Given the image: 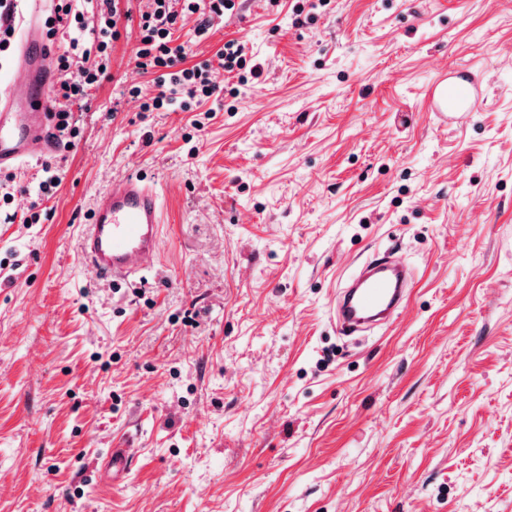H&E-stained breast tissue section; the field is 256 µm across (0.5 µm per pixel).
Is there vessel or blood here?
Here are the masks:
<instances>
[{"label": "vessel or blood", "instance_id": "vessel-or-blood-1", "mask_svg": "<svg viewBox=\"0 0 512 512\" xmlns=\"http://www.w3.org/2000/svg\"><path fill=\"white\" fill-rule=\"evenodd\" d=\"M41 19L40 4L33 0L11 60L12 69L30 85L48 79L51 71ZM483 100L482 80L462 71L454 81L443 78L435 83L431 109L453 126L469 120ZM62 149L56 114L44 95L29 96L21 109L12 93H0V172ZM161 224L159 195L151 183L134 174L112 179L95 194L82 232L85 265L99 278L125 281L141 276L160 251ZM412 281L410 268L396 264L392 254L365 261L337 291V327L354 334L387 325L407 305ZM135 456L132 448L109 450L106 466L112 484L125 480Z\"/></svg>", "mask_w": 512, "mask_h": 512}]
</instances>
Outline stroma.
<instances>
[{
	"label": "stroma",
	"mask_w": 512,
	"mask_h": 512,
	"mask_svg": "<svg viewBox=\"0 0 512 512\" xmlns=\"http://www.w3.org/2000/svg\"><path fill=\"white\" fill-rule=\"evenodd\" d=\"M150 7L119 0L90 110L53 97L80 130L55 196L28 161L0 207V512H512V0H241L201 41L189 15L185 66L234 39L263 73L165 112ZM468 68L487 98L440 125L428 87ZM130 172L161 254L101 280L79 235ZM389 246L408 305L346 342L336 291ZM136 456L135 449L132 448H112L107 454L106 466L109 473V479L113 485L119 484L125 480L134 464Z\"/></svg>",
	"instance_id": "1"
}]
</instances>
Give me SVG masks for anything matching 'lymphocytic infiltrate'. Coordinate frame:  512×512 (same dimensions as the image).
I'll return each instance as SVG.
<instances>
[{"label": "lymphocytic infiltrate", "instance_id": "obj_1", "mask_svg": "<svg viewBox=\"0 0 512 512\" xmlns=\"http://www.w3.org/2000/svg\"><path fill=\"white\" fill-rule=\"evenodd\" d=\"M90 12L74 7V0H58L46 24L49 37L59 32L70 33L69 48L54 63L57 72V93L65 99H79L98 85L110 69L113 29L116 25L115 0H90ZM235 8V0H183L181 10H174L170 0H155L153 11L140 15L137 47L134 53L137 66L154 73L158 89L155 96L144 102V111L167 110L177 106L189 109L192 103L219 96L212 80L214 67L233 72L246 63L243 46L236 40L225 41L215 59L203 60L183 67L184 45L175 43L173 31L180 13L197 17L196 36H204L213 19L224 17Z\"/></svg>", "mask_w": 512, "mask_h": 512}]
</instances>
